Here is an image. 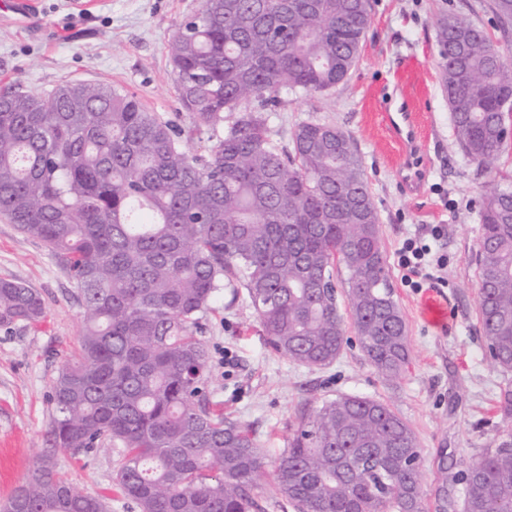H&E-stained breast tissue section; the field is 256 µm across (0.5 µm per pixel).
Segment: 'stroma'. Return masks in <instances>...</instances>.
<instances>
[{
  "label": "stroma",
  "mask_w": 512,
  "mask_h": 512,
  "mask_svg": "<svg viewBox=\"0 0 512 512\" xmlns=\"http://www.w3.org/2000/svg\"><path fill=\"white\" fill-rule=\"evenodd\" d=\"M490 0H372V23L359 63L329 92L283 96L270 127L288 142L304 121L347 131L364 163L379 211L382 243L394 254L411 234L429 225L448 228L441 248L448 257L445 286L436 294L448 307L445 325L423 311L425 292L389 275L408 329L411 362L396 381L382 379L357 342L338 359L309 368L264 344L246 295L219 299L207 314L205 339L214 378L210 400L249 426L264 455L265 512H293L276 494L271 475L293 433L297 416L339 394L388 402L413 428L422 450V487L433 492L438 466L464 469L502 429L494 405L502 374L485 356L476 318L477 278L472 262L481 224L478 204L487 182L512 176V146L492 169L463 154L452 133L436 51L442 10L492 30ZM202 0H39L30 18L0 12V88L12 84L43 93L68 82L102 83L134 94L147 111L181 127L189 150L204 153L209 133L196 126L178 97L167 44ZM411 94L421 115L423 179L402 180V149L384 115ZM23 282L38 293L45 315L35 325L0 327V501L26 479L43 452L53 417L50 388L81 330V308L70 277L37 240L0 218V280ZM120 446L89 455L58 452L56 469L81 492L104 497L108 512H138L115 483Z\"/></svg>",
  "instance_id": "obj_1"
}]
</instances>
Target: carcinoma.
Listing matches in <instances>:
<instances>
[{"label":"carcinoma","instance_id":"carcinoma-1","mask_svg":"<svg viewBox=\"0 0 512 512\" xmlns=\"http://www.w3.org/2000/svg\"><path fill=\"white\" fill-rule=\"evenodd\" d=\"M371 0H203L171 37L183 106L210 131H181L107 84L47 95L0 91V217L41 241L81 306L78 347L52 383L47 448L0 512H106L55 472V453L124 448L116 480L139 512H262L256 439L208 400L202 319L244 289L279 355L326 367L352 326L387 381L410 361L380 217L354 141L303 122L273 138L280 93L328 92L359 61ZM506 38L453 13L436 47L454 136L489 164L512 143V0H492ZM476 317L504 377L510 427L465 469L421 486L414 430L388 404L342 394L298 417L274 474L294 512H512V184L479 201ZM41 297L0 280V326L36 323Z\"/></svg>","mask_w":512,"mask_h":512}]
</instances>
